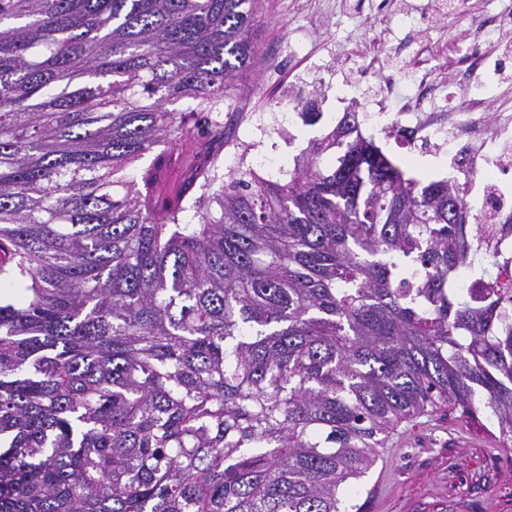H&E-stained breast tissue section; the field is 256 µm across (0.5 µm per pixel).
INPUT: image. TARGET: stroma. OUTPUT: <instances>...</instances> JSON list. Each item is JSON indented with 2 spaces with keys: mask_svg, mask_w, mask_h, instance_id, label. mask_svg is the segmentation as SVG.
<instances>
[{
  "mask_svg": "<svg viewBox=\"0 0 512 512\" xmlns=\"http://www.w3.org/2000/svg\"><path fill=\"white\" fill-rule=\"evenodd\" d=\"M395 2L398 14L381 21L371 0H265L254 37L266 52L286 37L299 44L298 64L322 90V118L313 125L295 121L288 138L280 139L266 135L255 119L241 121L225 113V122L238 126L241 141L253 144L255 155L274 159V167L261 170V177L287 183L295 157L332 129L344 112L354 106L365 117L372 111L375 71H393L403 87H411L419 45H435L427 66L443 78L445 94L460 93L456 60L459 47L473 37L474 12L493 14L512 5V0ZM404 11L433 13L439 20L424 30L404 24ZM360 127L364 135L374 136L405 177L424 184L451 177L449 163L458 144L445 142L424 151L403 138L401 129L388 136L366 118ZM488 443L486 431L456 410L401 422L359 479L358 501L365 512H512V448L493 455ZM488 482L501 488L498 502L486 497L483 486Z\"/></svg>",
  "mask_w": 512,
  "mask_h": 512,
  "instance_id": "stroma-1",
  "label": "stroma"
}]
</instances>
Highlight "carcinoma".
<instances>
[{
  "mask_svg": "<svg viewBox=\"0 0 512 512\" xmlns=\"http://www.w3.org/2000/svg\"><path fill=\"white\" fill-rule=\"evenodd\" d=\"M262 2L0 0V512H341L447 407L512 446V223L356 112L285 184L218 174ZM198 115L160 208L121 172Z\"/></svg>",
  "mask_w": 512,
  "mask_h": 512,
  "instance_id": "carcinoma-1",
  "label": "carcinoma"
}]
</instances>
